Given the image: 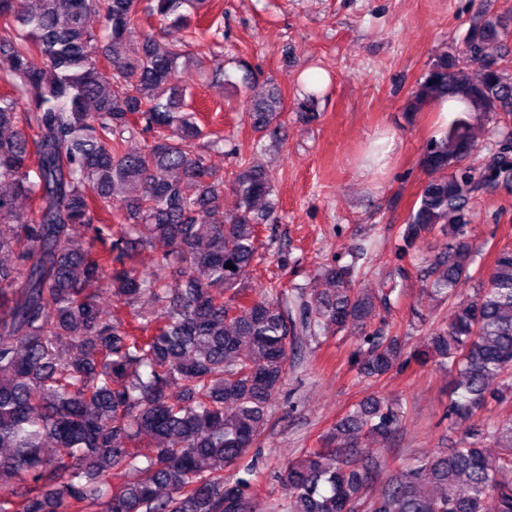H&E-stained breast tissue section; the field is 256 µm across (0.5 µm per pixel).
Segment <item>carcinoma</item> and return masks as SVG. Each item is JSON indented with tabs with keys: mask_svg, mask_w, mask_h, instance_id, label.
Masks as SVG:
<instances>
[{
	"mask_svg": "<svg viewBox=\"0 0 512 512\" xmlns=\"http://www.w3.org/2000/svg\"><path fill=\"white\" fill-rule=\"evenodd\" d=\"M205 5L38 0L32 9L0 0V79L26 105L23 117L19 98L0 94V183L10 186L0 193V512H262L254 466L231 482L224 469L256 445L293 350L353 333L359 374L371 379L401 356L397 337L374 325L403 299L400 265L372 293L342 265L319 268L320 292L289 294L274 279L245 284L276 211L271 175L247 164L224 176L193 150L224 139L209 137L175 83L187 52L160 41L201 22ZM140 13L164 28L140 31L131 55ZM92 16L107 32L104 48ZM499 25L474 22L405 105L464 104L422 151L435 177L420 187L397 252L401 259L435 234L446 240L421 282L451 317L409 358L455 374L448 417L460 423L512 399V244L497 249L487 276L470 274L475 201L512 191L511 121L494 127L478 167L467 165L478 150L474 125L512 116ZM283 109L273 88L249 100L245 117L262 132L281 125ZM142 130L152 139L127 150ZM158 242L154 269H139L137 255ZM145 298L155 311L139 308ZM114 307L131 318L112 319ZM402 421L396 400L355 404L318 446L288 461L283 502L268 512H512V420L470 427L458 447L387 475L362 440H388Z\"/></svg>",
	"mask_w": 512,
	"mask_h": 512,
	"instance_id": "carcinoma-1",
	"label": "carcinoma"
}]
</instances>
